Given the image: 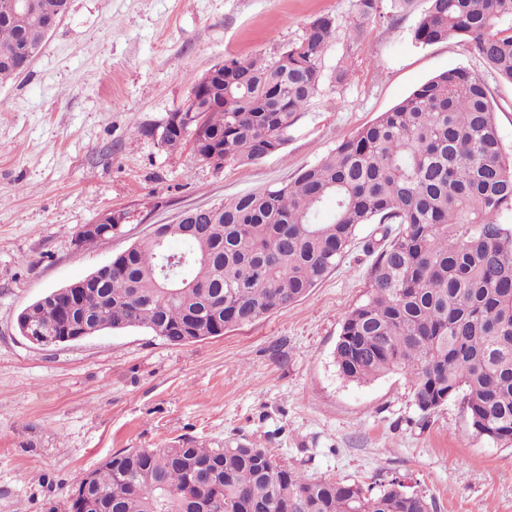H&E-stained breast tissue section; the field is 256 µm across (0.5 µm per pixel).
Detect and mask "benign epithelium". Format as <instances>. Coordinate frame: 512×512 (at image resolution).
<instances>
[{"mask_svg": "<svg viewBox=\"0 0 512 512\" xmlns=\"http://www.w3.org/2000/svg\"><path fill=\"white\" fill-rule=\"evenodd\" d=\"M220 73H224V64L222 63L212 67L196 81L194 85L195 93L202 97L206 96L212 79ZM126 219V213L123 211H107L96 222L81 226L78 229L75 241H80V238L84 235H95L102 240L110 239L112 235L119 232ZM115 269H117V266L111 261L84 279L50 292L44 295L36 304L25 308L17 318V326L20 328L23 337L31 344L45 348L52 345L56 346L60 343L78 341L103 331L106 324L99 322L91 314L77 319L74 318L69 300L75 294L78 296L85 295L88 291V284L112 275V271ZM48 305L56 307V312L58 313L62 312L61 306H67L65 324L53 332L51 336L43 335V321L40 317L42 308Z\"/></svg>", "mask_w": 512, "mask_h": 512, "instance_id": "7a95c632", "label": "benign epithelium"}]
</instances>
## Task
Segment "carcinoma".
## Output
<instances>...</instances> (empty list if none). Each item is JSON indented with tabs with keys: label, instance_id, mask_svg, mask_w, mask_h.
Returning a JSON list of instances; mask_svg holds the SVG:
<instances>
[{
	"label": "carcinoma",
	"instance_id": "cac0c4a2",
	"mask_svg": "<svg viewBox=\"0 0 512 512\" xmlns=\"http://www.w3.org/2000/svg\"><path fill=\"white\" fill-rule=\"evenodd\" d=\"M0 0V83L23 73L68 0H32L30 14ZM412 40L459 38L494 78L512 85V0H427ZM352 39L381 16L356 0ZM335 19L310 21L274 59L224 60V80L202 108L224 163H255L288 143L299 113L329 76L322 55ZM348 70L336 67L335 84ZM181 123L160 143L193 140ZM331 207L327 221L320 214ZM512 158L502 146L488 83L444 71L372 124L342 140L289 182L191 211L187 235L162 224L159 240L129 247L98 289L96 317L143 328L170 345L192 322L204 340L299 301L349 252L362 224L385 225L366 299L345 316L334 360L340 376L368 383L407 376L426 419L452 397L471 435L512 447ZM179 240L184 248L169 249ZM96 487L73 512H436L393 475L378 487L314 479L246 439L213 448L179 439L119 452L95 470Z\"/></svg>",
	"mask_w": 512,
	"mask_h": 512
}]
</instances>
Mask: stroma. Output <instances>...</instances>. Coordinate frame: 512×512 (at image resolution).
<instances>
[{"label": "stroma", "instance_id": "1", "mask_svg": "<svg viewBox=\"0 0 512 512\" xmlns=\"http://www.w3.org/2000/svg\"><path fill=\"white\" fill-rule=\"evenodd\" d=\"M426 7L382 0L381 19L354 40L356 0H70L29 69L0 85V512H67L102 460L183 438H256L288 467L347 483L399 473L437 512H512V448L472 436L460 398L425 421L406 376L356 384L337 370L378 225H360L306 297L218 337L173 346L138 328L40 348L17 328L27 305L155 225L295 177L448 69L489 80L512 152V85L492 80L461 40L416 46ZM324 15L336 31L323 68L347 58L348 80L323 83L282 152L216 169L190 146L160 145L157 130L212 66L273 59ZM108 210L127 213L120 233L77 249V229Z\"/></svg>", "mask_w": 512, "mask_h": 512}]
</instances>
